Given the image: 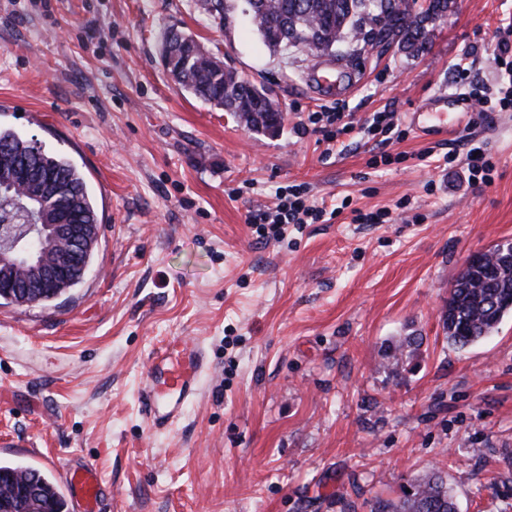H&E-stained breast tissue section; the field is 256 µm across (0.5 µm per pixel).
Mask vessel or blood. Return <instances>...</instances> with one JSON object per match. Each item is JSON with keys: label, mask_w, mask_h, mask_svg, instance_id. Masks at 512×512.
Masks as SVG:
<instances>
[{"label": "vessel or blood", "mask_w": 512, "mask_h": 512, "mask_svg": "<svg viewBox=\"0 0 512 512\" xmlns=\"http://www.w3.org/2000/svg\"><path fill=\"white\" fill-rule=\"evenodd\" d=\"M461 101L456 93L428 98L410 112V122L424 135L448 132L452 128L448 116ZM208 368L205 349L197 343L176 341L155 352L147 371L148 385L142 391L144 413L152 428L166 430L178 421L184 406L198 395V378ZM64 481L80 498L84 512H96L104 490L93 467L69 466Z\"/></svg>", "instance_id": "obj_1"}]
</instances>
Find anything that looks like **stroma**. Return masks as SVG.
<instances>
[{
  "label": "stroma",
  "mask_w": 512,
  "mask_h": 512,
  "mask_svg": "<svg viewBox=\"0 0 512 512\" xmlns=\"http://www.w3.org/2000/svg\"><path fill=\"white\" fill-rule=\"evenodd\" d=\"M240 4L217 22L194 0H0V127L74 164L99 220L81 282L45 304L0 301V461L58 478L92 465L100 512H341V495L370 512L432 470L458 512H512V314L464 349L440 321L466 259L512 239V112L470 109L445 139L405 120L491 83L512 0H456L415 55L274 52ZM172 28L267 87L279 135L176 84L161 59ZM343 64L355 82L335 103L353 129L330 154L308 75ZM377 112L406 136L376 165L358 128ZM469 137L490 185L468 181ZM290 186L339 216L261 241L248 213ZM377 210L389 222L354 223ZM409 335L421 346L384 368ZM176 339L212 369L156 431L141 392Z\"/></svg>",
  "instance_id": "1"
}]
</instances>
